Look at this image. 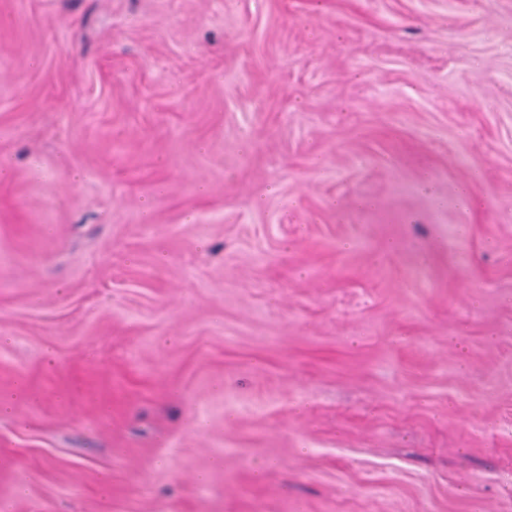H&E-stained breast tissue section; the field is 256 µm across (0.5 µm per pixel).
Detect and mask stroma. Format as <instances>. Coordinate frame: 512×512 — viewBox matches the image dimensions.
<instances>
[{
    "label": "stroma",
    "mask_w": 512,
    "mask_h": 512,
    "mask_svg": "<svg viewBox=\"0 0 512 512\" xmlns=\"http://www.w3.org/2000/svg\"><path fill=\"white\" fill-rule=\"evenodd\" d=\"M0 512H512V0H0Z\"/></svg>",
    "instance_id": "1"
}]
</instances>
